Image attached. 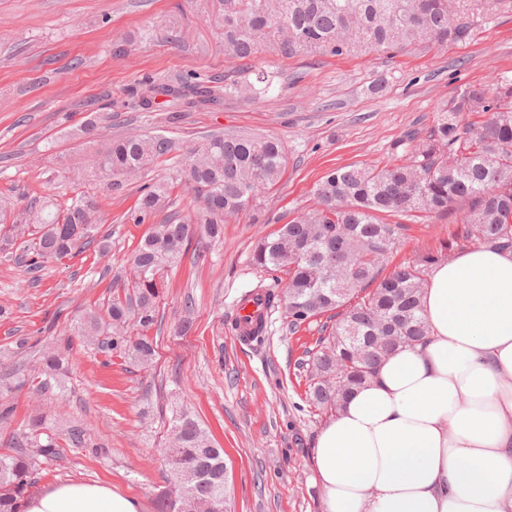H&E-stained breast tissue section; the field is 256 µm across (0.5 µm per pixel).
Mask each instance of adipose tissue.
<instances>
[{"instance_id": "obj_1", "label": "adipose tissue", "mask_w": 512, "mask_h": 512, "mask_svg": "<svg viewBox=\"0 0 512 512\" xmlns=\"http://www.w3.org/2000/svg\"><path fill=\"white\" fill-rule=\"evenodd\" d=\"M430 334L399 349L317 435L323 512H512V253L434 265ZM106 481H58L22 512H142Z\"/></svg>"}]
</instances>
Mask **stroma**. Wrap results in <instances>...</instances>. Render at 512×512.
<instances>
[{"label":"stroma","instance_id":"1","mask_svg":"<svg viewBox=\"0 0 512 512\" xmlns=\"http://www.w3.org/2000/svg\"><path fill=\"white\" fill-rule=\"evenodd\" d=\"M215 2L0 0V200L21 207L36 195L64 200L95 193L99 232L111 240L108 255L79 252L37 273L0 254V359L6 368L27 369L40 364L46 347L71 341L53 396L13 391L14 421L41 411L50 432L62 433L74 422L91 441L109 446L100 458L63 448L60 458L41 465L38 486L103 480L142 499L145 512H160L161 450L179 406L193 411L223 447L232 512H321L310 449L326 418L309 405L298 367L319 325L289 333L276 308L261 343L235 335L240 299L273 283L272 273L252 265L251 253L259 238L313 206L312 189L330 169L392 162L393 143L407 130L426 132L440 104L461 86L512 77V0H494L487 9L461 0L471 34L445 49L293 58L267 50L254 61L274 77L267 95L229 96L220 106L192 108L164 99L152 111L140 109L137 92L146 77L244 81L224 54ZM175 110L179 120L166 122ZM92 112L110 116L100 142L154 131L178 149L119 192L72 178V169L86 171L93 163L96 148L79 131ZM227 131L280 139L287 149L281 181L257 210L226 219L223 241L206 257L188 250L169 271L159 322L150 332L152 366L102 353L76 333L85 309L108 297L114 276L128 275V260L150 224L198 207L193 192L178 185L151 223L128 222L141 186L182 166L184 146ZM455 229L447 217L418 218L391 264L436 250ZM189 305L195 318L185 332Z\"/></svg>","mask_w":512,"mask_h":512}]
</instances>
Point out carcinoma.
<instances>
[{
	"instance_id": "obj_1",
	"label": "carcinoma",
	"mask_w": 512,
	"mask_h": 512,
	"mask_svg": "<svg viewBox=\"0 0 512 512\" xmlns=\"http://www.w3.org/2000/svg\"><path fill=\"white\" fill-rule=\"evenodd\" d=\"M218 28L224 52L252 71L261 48L274 43L288 58L303 54L362 56L399 53L429 45L446 47L470 34L467 18L450 25L453 0H220ZM273 76L262 71L256 82L232 87L188 79L174 85L150 78L141 82L140 106L149 110L155 96L187 92L197 98L189 106L217 105L228 94H266ZM463 114L479 117L463 123ZM109 119L95 112L81 125L88 141ZM176 149L164 135L129 134L95 153L89 177L109 190L123 187L129 170L149 171ZM405 161L380 168L344 166L330 170L314 189L315 206L296 216L252 254L253 265L273 267L288 276L284 288L259 287L254 304L272 310L284 304L287 325L295 333L319 318L321 336L299 367L306 370V397L316 411L332 416L346 397L375 373L377 365L397 350L417 344L428 326L421 295L431 267L444 256L426 254L382 274L408 225L386 221L391 216L419 217L463 213L460 230L443 246L450 253L470 243L512 252V79L493 87L468 85L440 107L425 134L410 132L397 140ZM189 163L176 170L203 204L196 216H179L153 224L130 258L131 279L115 278V289L101 308L84 317L81 335L101 338L103 352L117 353L142 366L155 355L149 330L157 322L164 274L194 241L201 248L224 236V218L256 206L265 190L277 184L286 152L273 137L228 132L212 135L188 149ZM167 181L145 187L124 219L142 224L169 198ZM99 201L81 192L65 203L47 197L27 202L12 224H0V253L18 254L27 270L42 268L53 258L88 247L104 254L109 236L97 237ZM71 342L58 344L42 357V366L15 379L0 393V425L14 419L13 402L3 396L29 387L42 397L59 386V371ZM46 416L38 414L12 435V453L0 454V512H21L36 483L40 461L59 457L57 435L46 432ZM169 447L178 465L166 482L185 495L195 512H213V500L230 509L224 449L195 413L182 409L168 423ZM66 445L99 457L104 442L88 440L79 424L68 426Z\"/></svg>"
}]
</instances>
